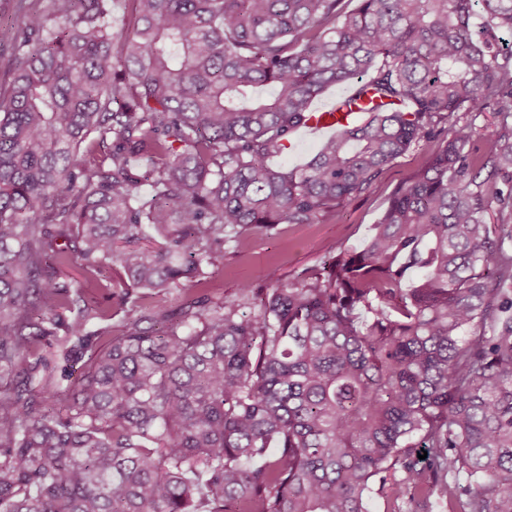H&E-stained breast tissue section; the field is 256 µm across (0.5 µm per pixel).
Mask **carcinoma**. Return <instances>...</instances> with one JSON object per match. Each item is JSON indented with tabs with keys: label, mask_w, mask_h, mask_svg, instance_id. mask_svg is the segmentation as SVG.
Returning <instances> with one entry per match:
<instances>
[{
	"label": "carcinoma",
	"mask_w": 512,
	"mask_h": 512,
	"mask_svg": "<svg viewBox=\"0 0 512 512\" xmlns=\"http://www.w3.org/2000/svg\"><path fill=\"white\" fill-rule=\"evenodd\" d=\"M132 3L117 43L112 0H0V512H512V0ZM344 84L360 116L273 167ZM436 136L362 248L208 294L226 246L337 216ZM180 285L87 332L98 290ZM320 139H310L303 143L299 155L289 150L295 149L296 145L292 142L288 144V149L270 159V163L274 167L296 169L301 168L318 150ZM64 336H57L60 341L52 340V345L45 348V354L50 361V367L53 369L55 378L60 380L63 385H66V377L64 375L72 374L69 380L76 379L82 372L83 361L76 360L71 357L68 360L64 358L62 340Z\"/></svg>",
	"instance_id": "cac0c4a2"
}]
</instances>
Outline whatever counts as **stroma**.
Returning a JSON list of instances; mask_svg holds the SVG:
<instances>
[{
	"label": "stroma",
	"instance_id": "obj_1",
	"mask_svg": "<svg viewBox=\"0 0 512 512\" xmlns=\"http://www.w3.org/2000/svg\"><path fill=\"white\" fill-rule=\"evenodd\" d=\"M431 145L411 149L387 168L370 191L343 204L336 218L315 224H281L274 230L256 229L227 247L224 266L214 284L217 297L234 300L242 287L265 284L270 267H278L283 281L296 282L320 268L343 248H361L386 210L396 187L427 164Z\"/></svg>",
	"mask_w": 512,
	"mask_h": 512
}]
</instances>
